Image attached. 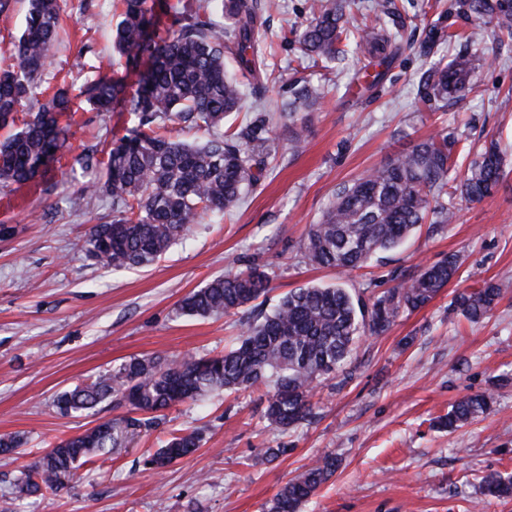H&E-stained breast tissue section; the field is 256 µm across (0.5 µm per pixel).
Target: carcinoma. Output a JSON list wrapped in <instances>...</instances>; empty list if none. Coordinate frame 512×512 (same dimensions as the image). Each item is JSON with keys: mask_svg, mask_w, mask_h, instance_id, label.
<instances>
[{"mask_svg": "<svg viewBox=\"0 0 512 512\" xmlns=\"http://www.w3.org/2000/svg\"><path fill=\"white\" fill-rule=\"evenodd\" d=\"M272 7L270 0H177L169 6L171 23L160 29L151 0H122L120 19L112 29L113 46L125 58V69L100 75L79 89L96 112L116 106L134 116L136 124L110 149L103 179L85 187L94 196L112 197V219L93 226L85 240L89 257L114 271L139 268L165 254L178 236L207 213L236 209L243 190L258 185L268 173L271 142L265 118L245 125H226L243 109L246 84L224 69L226 55L259 91L260 74L269 61L255 41ZM347 0H320L313 18L292 30L303 55L331 62L344 53L341 42L354 40L378 66L397 50L400 30L379 20L351 31L346 27ZM466 19L486 20L512 37V0H454L448 7ZM60 18L59 0H28L25 28L15 62L0 70V127L12 126L22 103L40 94V80L50 65ZM453 38L442 27L429 29L426 55ZM485 35L476 28L449 60L427 69L418 96L432 112L445 110L476 90V63ZM138 75L128 91L129 72ZM306 106L318 102L319 86L295 90ZM72 99L59 89L29 115L22 127L0 141V182L25 184L51 170L69 138ZM204 130L203 144L172 136V126ZM458 140L430 136L399 152L364 175L340 184L316 224L299 246L300 257L340 273L363 267L375 254L391 251L427 218L446 224L455 212L442 202L453 190L468 201L492 196L504 178L503 157L490 145L463 173L449 178ZM459 257L450 255L365 300L336 284L295 288L271 312L256 310L276 271L247 267L219 275L190 292L179 311L191 317L241 314V334L222 354L168 359L133 357L99 375L89 384L59 393L62 414L82 413L108 402L124 409L103 424L62 439L42 452L18 479L26 495L56 492L77 471L96 463L116 448H125L158 427L162 412L185 402H201L222 391L269 388L264 417L288 430L313 417L311 398L317 384L346 365L359 339L384 332L405 311L430 303L456 275ZM504 292L501 284L483 282L454 295L453 310L478 324L488 318ZM493 395L465 397L439 425L452 432L487 413ZM196 430L176 433L147 455L143 465L164 468L200 446ZM20 435L0 437V455L24 452ZM336 471V458L325 455L287 482L266 512H301ZM481 495L512 496V474L492 472L480 479Z\"/></svg>", "mask_w": 512, "mask_h": 512, "instance_id": "1", "label": "carcinoma"}]
</instances>
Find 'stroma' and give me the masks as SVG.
<instances>
[{
  "mask_svg": "<svg viewBox=\"0 0 512 512\" xmlns=\"http://www.w3.org/2000/svg\"><path fill=\"white\" fill-rule=\"evenodd\" d=\"M395 2L406 42L372 99L360 78L370 62L364 49L349 46L326 65L298 63L296 44L282 42L281 32L309 21L312 0H276L257 42L274 54L278 75L261 104L238 115L242 122L265 115L276 147L271 172L233 214L206 215L150 266L116 272L85 250L89 228L111 219L112 201L84 194L103 171L84 168L81 158L123 136L128 112H94L74 98L59 163L45 179L0 185V436L27 440L25 454L0 459V512H264L285 483L326 454L340 466L302 512H512V499L478 491L483 475L512 472V42L498 41L485 24L477 93L428 111L417 95L429 64L420 43L440 18L460 33L471 23L449 16L450 0ZM27 8V0H9L0 10V67L14 61ZM119 12L117 0H60L43 87L77 89L119 68L111 39ZM296 82L322 86L324 97L290 116L281 105ZM293 119L306 127L299 152L288 145ZM437 132L458 139L459 170L497 141L506 170L498 192L478 202L452 196V223L433 233L418 228L352 273L300 261L298 243L337 184ZM451 254L461 266L427 306L365 337L344 371L318 386L312 423L284 432L264 419L263 392L223 394L166 410L159 428L80 469L60 491L18 492L16 479L42 450L93 425L61 415L58 393L133 357L213 355L231 346L238 315L178 312L181 299L213 277L253 263L275 266L260 298L268 310L302 286L339 282L368 298L391 287L394 275ZM490 280L508 290L483 323L451 310L456 291ZM487 390L495 397L489 413L452 433L435 428L462 398ZM185 428L201 432L200 448L163 472L144 467L148 452ZM270 448L282 456L268 460Z\"/></svg>",
  "mask_w": 512,
  "mask_h": 512,
  "instance_id": "obj_1",
  "label": "stroma"
}]
</instances>
